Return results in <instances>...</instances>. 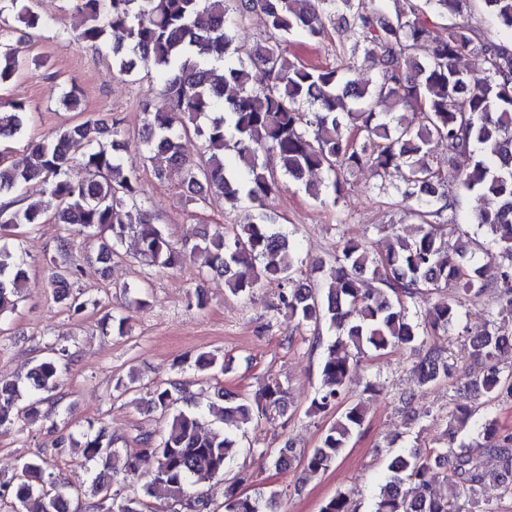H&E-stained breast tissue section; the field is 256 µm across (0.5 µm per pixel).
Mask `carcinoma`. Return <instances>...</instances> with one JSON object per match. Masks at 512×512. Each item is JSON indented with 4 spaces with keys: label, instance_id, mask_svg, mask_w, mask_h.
I'll list each match as a JSON object with an SVG mask.
<instances>
[{
    "label": "carcinoma",
    "instance_id": "carcinoma-1",
    "mask_svg": "<svg viewBox=\"0 0 512 512\" xmlns=\"http://www.w3.org/2000/svg\"><path fill=\"white\" fill-rule=\"evenodd\" d=\"M485 14L512 35V0H480ZM407 7L389 13L388 0H79L82 25L67 33L74 41L96 47L110 44L116 72L131 81L154 78L162 83L165 106L143 107L146 117L137 138L139 160L125 154L121 120L85 121L50 139L27 145L28 162L18 170L0 156V194L12 195L30 185L33 199L21 206L0 208V228L35 226L48 219L62 225L59 263L50 259L54 298L74 315L96 301L73 292L80 266L70 259L72 235L87 234L99 242V256L117 254L128 235L139 245V256L152 266L176 269L186 259L205 272L225 277L234 295L246 294L262 279L280 285L279 301L301 325H314V344L321 345L319 327L328 341L321 362L322 387L311 401L316 414L338 413L323 430L319 444L297 457L288 441L277 450V469L299 462L304 473L329 469L347 448L353 433L367 418L364 402L347 401L360 355L396 347L419 350V325L404 303L420 294L454 286L461 295L498 290V309L488 312L490 328L471 339L474 367L467 390L486 402H512V366H501L512 353V42L487 41L474 27L429 24L428 13L459 16L470 0H406ZM265 20L268 36L251 65L264 69L267 82L250 84L249 66L230 61L235 32L255 13ZM18 21L37 30L46 21L24 5ZM353 30L354 42L340 43L331 64L310 65L290 53L294 39L322 40L332 31ZM426 43L427 56L411 55ZM364 51L376 66L374 79L360 84L349 78L357 54ZM481 55L479 75L458 70L453 61L463 53ZM27 62L7 45H0V86H5ZM415 107L421 122H403L396 112ZM27 113L21 101L0 103V140L20 133ZM193 133L205 150L195 161L182 153V139ZM448 142V158L430 159L433 141ZM84 145L76 157L72 147ZM475 158L466 172L457 158ZM151 169L160 181L175 174L187 205L224 201L243 212L229 230L197 232L191 248L177 246L152 216L138 208L143 195L139 167ZM373 167L395 177L403 199L414 202L419 235L409 241L389 235L385 251L345 241L320 285L298 284L294 274L299 256L288 237L274 229L267 211L271 196L288 188L305 173L324 175L308 183L312 197L336 202L348 177ZM478 195L494 201L475 221L484 231L486 257L496 264V284L485 278V265L475 260L469 242L455 254L444 250L447 210L461 196ZM372 276L379 287L362 288ZM23 259L8 246L0 247V315L23 301ZM460 301L452 296L428 307L425 323L437 336L448 333L458 319ZM194 371L224 372V363L199 353ZM68 369V349L57 343L38 359L23 381L0 379V428L28 424L37 418L41 400L52 394ZM449 357L428 349L414 364L420 384L451 378ZM202 403L169 382L147 392L145 404L166 419L163 429L139 435L131 453L112 447L105 436L84 430L58 436L54 447L78 453L96 464L89 492L92 512H111L109 492L118 473L133 476L140 456H152L156 470L143 497L125 500L126 512H146L145 498L153 487L166 488L176 505L172 512H208L210 501L199 486L224 475L236 458L244 427L255 412L285 417L287 392L277 381L255 401L239 399L222 389ZM215 418L219 426L204 432L201 420ZM476 407L453 400L445 438L424 451L408 449L390 456L388 475L380 485L372 512H474L489 483L512 495V431L496 418L484 420L473 443L455 444L471 427ZM43 458L24 462L14 476L0 481V502L14 512H70L63 484ZM252 475L240 471L225 488L224 512H277L275 495L266 500L239 493ZM320 512H355L345 493L327 499Z\"/></svg>",
    "mask_w": 512,
    "mask_h": 512
}]
</instances>
